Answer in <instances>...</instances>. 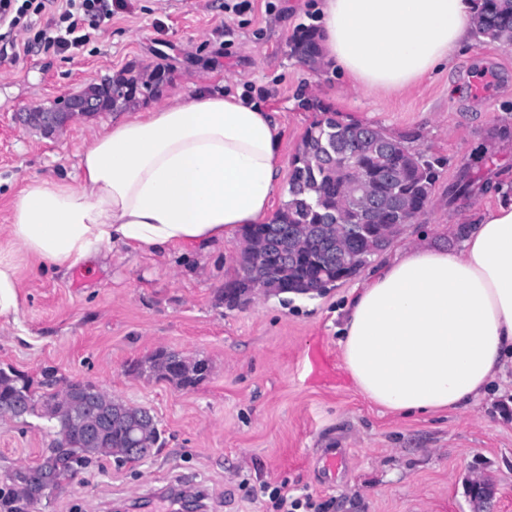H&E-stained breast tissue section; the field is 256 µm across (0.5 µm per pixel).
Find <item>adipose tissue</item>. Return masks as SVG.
<instances>
[{"instance_id": "obj_1", "label": "adipose tissue", "mask_w": 512, "mask_h": 512, "mask_svg": "<svg viewBox=\"0 0 512 512\" xmlns=\"http://www.w3.org/2000/svg\"><path fill=\"white\" fill-rule=\"evenodd\" d=\"M472 0H321L322 59L369 95L402 91L471 41ZM284 166L272 113L208 85L94 133L74 182L17 193L0 241V319L19 311V255L59 269L104 249L206 251L268 222ZM366 399L408 416L466 410L512 379V198L455 250L407 246L356 283L339 340Z\"/></svg>"}]
</instances>
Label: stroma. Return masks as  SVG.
I'll return each mask as SVG.
<instances>
[{
	"instance_id": "1",
	"label": "stroma",
	"mask_w": 512,
	"mask_h": 512,
	"mask_svg": "<svg viewBox=\"0 0 512 512\" xmlns=\"http://www.w3.org/2000/svg\"><path fill=\"white\" fill-rule=\"evenodd\" d=\"M112 0V20L77 54L37 46L19 63L0 44V228L11 202L34 179L75 175L93 133L122 117L101 112L47 138L24 129L17 112L81 91L92 78L163 67L165 95L204 82L272 112L281 152L292 159L315 113L305 98L388 132L412 133L414 148L447 158L426 213L405 225L393 251L426 235L456 249L467 212L512 195V46L473 38L449 68L384 101L352 89L331 66L311 69L291 57L288 40L314 25L318 0ZM493 77L492 97L473 80ZM480 180L450 201L462 168ZM238 243L208 253L113 251L84 263L82 279L29 260L21 263L16 321H0V365L34 375L56 367L124 402L151 410L165 445L139 463L104 460L28 512H180L172 492L202 499L205 512H269L265 485L310 495L316 512H512V384L468 410L403 417L368 401L345 368L338 330L355 281L313 297L255 296L229 308L218 294L236 274ZM212 363L193 389L128 374L159 349ZM322 349L329 383L309 381L308 355ZM52 440L43 421L0 418V477L35 463ZM341 450L336 473L324 449ZM493 492L472 503L470 485Z\"/></svg>"
}]
</instances>
